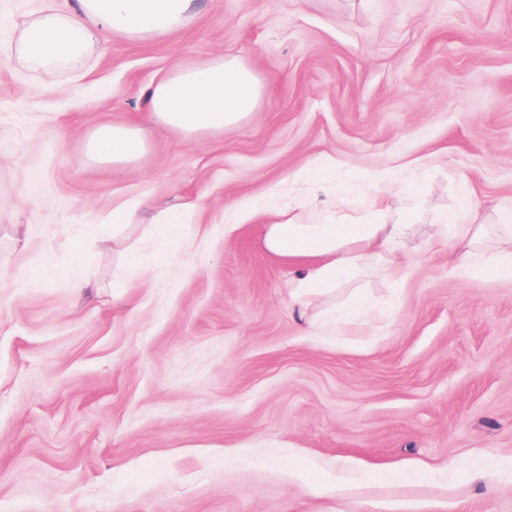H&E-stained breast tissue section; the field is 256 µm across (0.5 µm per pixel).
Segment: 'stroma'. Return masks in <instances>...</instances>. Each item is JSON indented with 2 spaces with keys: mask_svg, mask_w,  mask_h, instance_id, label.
Here are the masks:
<instances>
[{
  "mask_svg": "<svg viewBox=\"0 0 512 512\" xmlns=\"http://www.w3.org/2000/svg\"><path fill=\"white\" fill-rule=\"evenodd\" d=\"M48 1L73 6L0 0V512H512V470L457 466L512 457V279L460 278L455 246L429 242L441 225L506 236L512 0H201L189 27L107 37L50 78L15 48ZM220 53L261 81L247 120L191 141L153 130L134 169L88 163V132L143 123L152 82ZM328 159L331 176L298 179ZM377 194L416 207V263L355 272L312 313L357 294L373 310L304 332L262 248L265 205L362 214ZM134 199L145 241L119 297L111 235L79 258L67 234ZM189 200L166 257L156 224ZM88 265L103 288L85 305ZM352 462L337 498L296 478ZM404 463L432 474L384 483Z\"/></svg>",
  "mask_w": 512,
  "mask_h": 512,
  "instance_id": "obj_1",
  "label": "stroma"
}]
</instances>
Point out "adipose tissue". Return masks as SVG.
Returning a JSON list of instances; mask_svg holds the SVG:
<instances>
[{"mask_svg": "<svg viewBox=\"0 0 512 512\" xmlns=\"http://www.w3.org/2000/svg\"><path fill=\"white\" fill-rule=\"evenodd\" d=\"M198 0H75L70 12L43 10L21 29L18 49L32 66L53 74L77 61L108 34L129 41H150L192 24L200 15ZM261 93L252 70L236 57L218 55L202 62L180 63L148 90V124L179 132L193 140L239 125L255 111ZM90 161L115 169L138 165L148 151L143 127L104 123L86 137ZM388 206L375 195L360 218L306 221L298 208L273 212L262 227L264 250L296 270L292 300L299 320L314 329L307 310L312 301L352 276L359 262L379 258L395 265L405 260L404 240L412 228L414 208L396 222L386 220ZM482 228H468L465 251L457 265L462 275L512 278V252L479 251Z\"/></svg>", "mask_w": 512, "mask_h": 512, "instance_id": "1", "label": "adipose tissue"}]
</instances>
